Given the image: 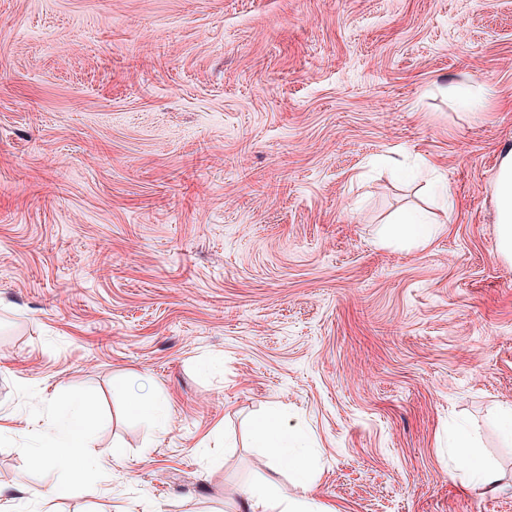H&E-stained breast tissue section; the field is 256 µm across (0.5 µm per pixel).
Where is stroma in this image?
Instances as JSON below:
<instances>
[{
  "label": "stroma",
  "mask_w": 512,
  "mask_h": 512,
  "mask_svg": "<svg viewBox=\"0 0 512 512\" xmlns=\"http://www.w3.org/2000/svg\"><path fill=\"white\" fill-rule=\"evenodd\" d=\"M509 150L512 0H0V512H247L273 407L333 512H512ZM64 391L102 463L58 498ZM498 223V250L512 256V154L500 165L495 187ZM447 217L443 220L431 218L420 210H405L399 217L389 224L384 234L388 238L403 239L414 244H424L434 238L441 231V224H446ZM455 467L460 472L466 474L471 481L476 484L496 488V483L500 482L494 470L476 456L467 451H462L455 458Z\"/></svg>",
  "instance_id": "stroma-1"
}]
</instances>
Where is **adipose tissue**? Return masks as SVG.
Masks as SVG:
<instances>
[{
  "mask_svg": "<svg viewBox=\"0 0 512 512\" xmlns=\"http://www.w3.org/2000/svg\"><path fill=\"white\" fill-rule=\"evenodd\" d=\"M495 203L498 249L502 254L512 256V154L501 162ZM440 230V220L420 210H406L394 225L386 228L385 234L390 238L423 244L433 239ZM91 412V405L81 399L67 397L58 400L40 438L42 450L37 456L38 461L50 465L67 462L76 471L82 465L92 463L93 458L88 451L92 435L89 424ZM253 432L259 447L276 449L277 461L287 463L300 482H307L311 446L301 430H288L279 414L272 412L255 423ZM451 442L459 450L455 458L456 469L477 484L495 486L497 475L494 470L469 452V432L458 430ZM248 507L250 512H329L326 506L318 504L310 496L291 498L270 488L261 477L253 480L249 486Z\"/></svg>",
  "mask_w": 512,
  "mask_h": 512,
  "instance_id": "1",
  "label": "adipose tissue"
}]
</instances>
